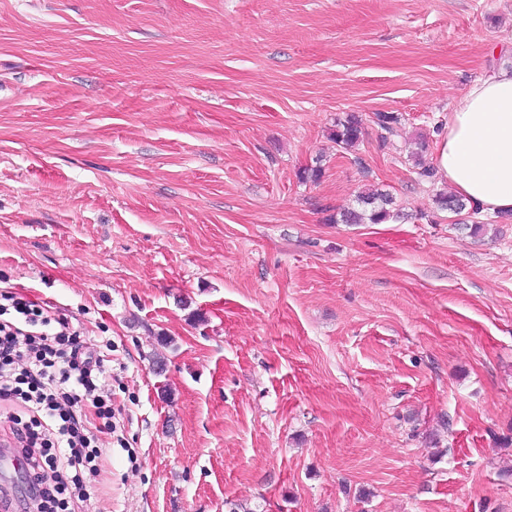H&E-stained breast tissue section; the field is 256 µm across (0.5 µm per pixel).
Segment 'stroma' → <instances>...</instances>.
Instances as JSON below:
<instances>
[{"label":"stroma","mask_w":512,"mask_h":512,"mask_svg":"<svg viewBox=\"0 0 512 512\" xmlns=\"http://www.w3.org/2000/svg\"><path fill=\"white\" fill-rule=\"evenodd\" d=\"M492 68L512 0H0V291L102 356L89 512H512V222L409 158ZM363 131L362 119L354 113H348L336 124L333 139L339 147L349 149L361 141ZM358 209H348L341 213L345 224H381L390 218L395 201L389 193L372 190L361 193L357 198Z\"/></svg>","instance_id":"1"}]
</instances>
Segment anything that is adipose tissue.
Wrapping results in <instances>:
<instances>
[{"instance_id":"1","label":"adipose tissue","mask_w":512,"mask_h":512,"mask_svg":"<svg viewBox=\"0 0 512 512\" xmlns=\"http://www.w3.org/2000/svg\"><path fill=\"white\" fill-rule=\"evenodd\" d=\"M436 175L481 211L512 212V70H491L462 95L433 158Z\"/></svg>"}]
</instances>
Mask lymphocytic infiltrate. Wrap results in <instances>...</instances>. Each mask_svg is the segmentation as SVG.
Returning a JSON list of instances; mask_svg holds the SVG:
<instances>
[{"instance_id":"lymphocytic-infiltrate-1","label":"lymphocytic infiltrate","mask_w":512,"mask_h":512,"mask_svg":"<svg viewBox=\"0 0 512 512\" xmlns=\"http://www.w3.org/2000/svg\"><path fill=\"white\" fill-rule=\"evenodd\" d=\"M96 351L67 319L0 292V405L25 462L36 512H83L100 473V432L112 427V400L97 395ZM91 401L94 421L82 415Z\"/></svg>"}]
</instances>
